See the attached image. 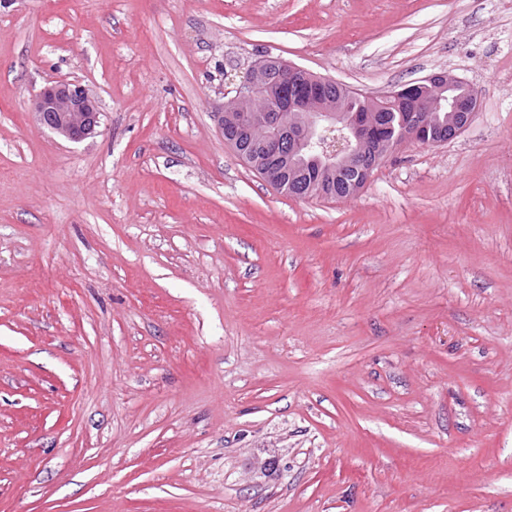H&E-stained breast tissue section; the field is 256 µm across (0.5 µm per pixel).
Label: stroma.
I'll return each mask as SVG.
<instances>
[{"mask_svg":"<svg viewBox=\"0 0 512 512\" xmlns=\"http://www.w3.org/2000/svg\"><path fill=\"white\" fill-rule=\"evenodd\" d=\"M266 56L478 110L293 198L214 116ZM0 512H512V0H0ZM30 112L44 128L71 142H80L100 124L97 99L78 80L55 81L32 97Z\"/></svg>","mask_w":512,"mask_h":512,"instance_id":"stroma-1","label":"stroma"}]
</instances>
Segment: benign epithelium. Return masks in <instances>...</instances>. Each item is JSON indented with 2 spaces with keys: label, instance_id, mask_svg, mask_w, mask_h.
<instances>
[{
  "label": "benign epithelium",
  "instance_id": "7a95c632",
  "mask_svg": "<svg viewBox=\"0 0 512 512\" xmlns=\"http://www.w3.org/2000/svg\"><path fill=\"white\" fill-rule=\"evenodd\" d=\"M277 63L272 57L264 58L232 80L235 95L231 101L237 106L218 107V127L243 134L255 150L254 170L275 187L280 173L262 165L263 159L286 157L291 164L315 165L316 181L295 193L297 198L325 196L324 186L335 174L358 165L378 132L370 113L384 105L405 103L412 113L401 135L381 141L378 162L406 142L435 146L457 137L470 125L477 109V90L457 76L440 72L416 84L368 94L365 111L354 112L347 98L334 92V80L283 61L279 64L288 80L304 84L285 110L278 101L279 87L269 78L270 66ZM30 112L39 125L71 142L90 137L100 124L99 103L78 80L55 81L41 88L32 97ZM422 112L448 113V131L439 129L433 117L421 118ZM334 128L342 131L341 137L327 147L325 131Z\"/></svg>",
  "mask_w": 512,
  "mask_h": 512
}]
</instances>
